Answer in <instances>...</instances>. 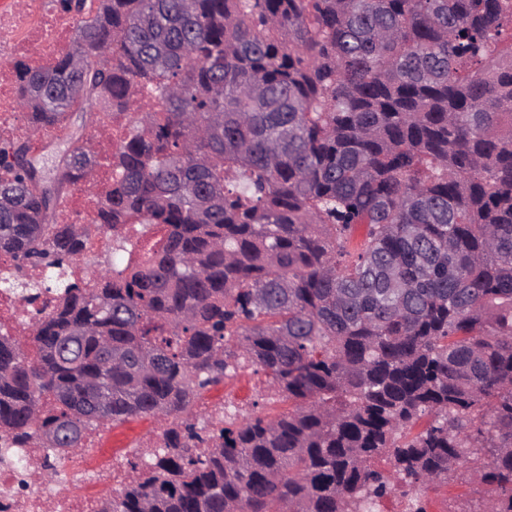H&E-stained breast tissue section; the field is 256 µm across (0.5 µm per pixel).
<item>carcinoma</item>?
Here are the masks:
<instances>
[{
    "label": "carcinoma",
    "instance_id": "carcinoma-1",
    "mask_svg": "<svg viewBox=\"0 0 512 512\" xmlns=\"http://www.w3.org/2000/svg\"><path fill=\"white\" fill-rule=\"evenodd\" d=\"M87 2L16 64L29 135L0 142V283L50 295L0 335V432L170 420L99 512H425L450 476L487 498L448 512H512V0ZM144 92L117 156L74 141L54 196L32 181L31 137ZM103 166L93 223L165 236L76 281L86 229L54 215ZM243 363L288 411L191 423Z\"/></svg>",
    "mask_w": 512,
    "mask_h": 512
}]
</instances>
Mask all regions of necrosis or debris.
Here are the masks:
<instances>
[{"instance_id":"necrosis-or-debris-1","label":"necrosis or debris","mask_w":512,"mask_h":512,"mask_svg":"<svg viewBox=\"0 0 512 512\" xmlns=\"http://www.w3.org/2000/svg\"><path fill=\"white\" fill-rule=\"evenodd\" d=\"M74 24L56 0H0V141L27 134L15 93V62L37 66L52 60L68 45ZM42 308V301L1 288L0 331L27 335ZM128 460V454L104 451L98 437L79 455L36 444L0 448V512H98V488L128 479ZM50 468L58 484H40L39 475Z\"/></svg>"}]
</instances>
